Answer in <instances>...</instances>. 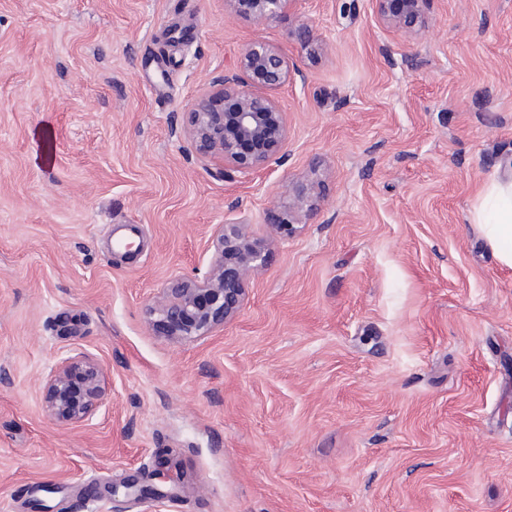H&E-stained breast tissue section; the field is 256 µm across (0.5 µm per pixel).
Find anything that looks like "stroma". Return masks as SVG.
<instances>
[{"label":"stroma","mask_w":512,"mask_h":512,"mask_svg":"<svg viewBox=\"0 0 512 512\" xmlns=\"http://www.w3.org/2000/svg\"><path fill=\"white\" fill-rule=\"evenodd\" d=\"M429 17L408 36L374 0L262 25L227 0H0V512H512V269L470 221L512 159V0ZM257 38L301 74L275 93L284 163L244 181L186 117ZM312 181L239 315L158 336L148 304L204 275L216 226L265 236ZM82 354L108 395L61 426L42 386ZM164 452L169 494H103Z\"/></svg>","instance_id":"stroma-1"}]
</instances>
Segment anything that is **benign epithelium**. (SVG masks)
Listing matches in <instances>:
<instances>
[{
	"mask_svg": "<svg viewBox=\"0 0 512 512\" xmlns=\"http://www.w3.org/2000/svg\"><path fill=\"white\" fill-rule=\"evenodd\" d=\"M235 12L263 24L289 11L294 0H227ZM379 19L388 27L412 34L428 24L431 0H375ZM287 54L263 40L250 42L240 54L237 73L213 82L193 101L187 132L196 152L224 163V177L236 173L247 179L254 173L280 166L288 127L273 92L292 75ZM288 211L269 222L263 239L249 225H218L212 238L213 255L201 278L178 277L166 282L153 297L149 315L153 328L173 340L211 335L233 320L246 298V281L258 271L266 247L276 235L308 217L322 197L320 184L310 182L291 188ZM103 366L85 355L63 359L46 379L44 402L58 424L72 425L88 418L107 395ZM127 494L138 497L162 493L150 478L124 482Z\"/></svg>",
	"mask_w": 512,
	"mask_h": 512,
	"instance_id": "benign-epithelium-1",
	"label": "benign epithelium"
}]
</instances>
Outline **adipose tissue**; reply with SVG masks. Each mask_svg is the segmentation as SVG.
<instances>
[{
    "label": "adipose tissue",
    "instance_id": "ef3b65f1",
    "mask_svg": "<svg viewBox=\"0 0 512 512\" xmlns=\"http://www.w3.org/2000/svg\"><path fill=\"white\" fill-rule=\"evenodd\" d=\"M470 220L491 248L498 263L512 268V161L484 184Z\"/></svg>",
    "mask_w": 512,
    "mask_h": 512
}]
</instances>
